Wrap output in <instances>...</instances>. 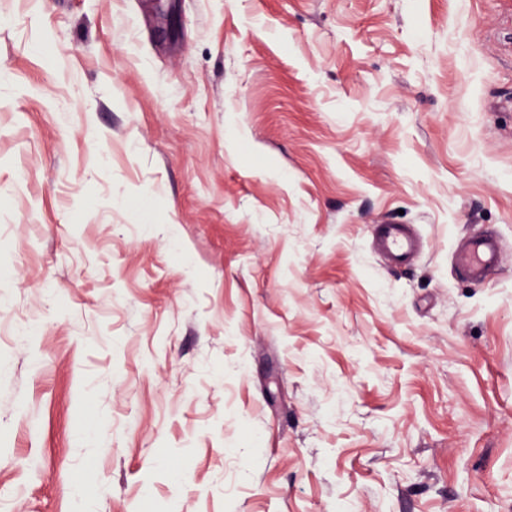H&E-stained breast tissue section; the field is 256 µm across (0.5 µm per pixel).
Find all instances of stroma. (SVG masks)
<instances>
[{"instance_id":"35a3bbf8","label":"stroma","mask_w":512,"mask_h":512,"mask_svg":"<svg viewBox=\"0 0 512 512\" xmlns=\"http://www.w3.org/2000/svg\"><path fill=\"white\" fill-rule=\"evenodd\" d=\"M0 196V512H512V0H0ZM379 244L398 265L408 264L417 251L418 240L403 224H380ZM500 263V244L493 233L471 236L456 252L459 272L473 281H481Z\"/></svg>"}]
</instances>
